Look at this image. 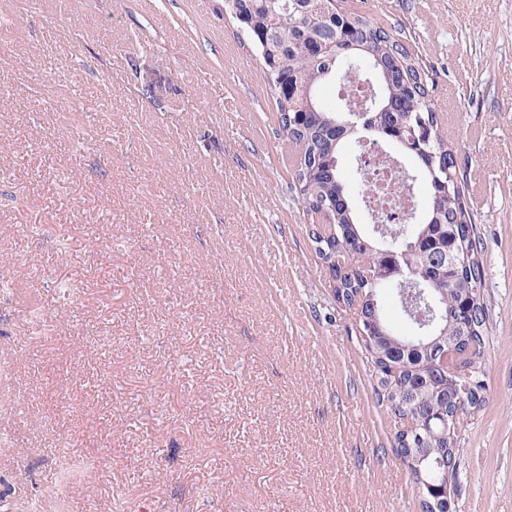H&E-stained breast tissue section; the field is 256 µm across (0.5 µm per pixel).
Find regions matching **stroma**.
<instances>
[{
  "mask_svg": "<svg viewBox=\"0 0 512 512\" xmlns=\"http://www.w3.org/2000/svg\"><path fill=\"white\" fill-rule=\"evenodd\" d=\"M364 9L437 69L484 244L486 404L451 510L512 512V0ZM276 115L222 0H0L9 512L66 443L101 461L68 512H420Z\"/></svg>",
  "mask_w": 512,
  "mask_h": 512,
  "instance_id": "1",
  "label": "stroma"
}]
</instances>
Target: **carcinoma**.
<instances>
[{
	"instance_id": "1",
	"label": "carcinoma",
	"mask_w": 512,
	"mask_h": 512,
	"mask_svg": "<svg viewBox=\"0 0 512 512\" xmlns=\"http://www.w3.org/2000/svg\"><path fill=\"white\" fill-rule=\"evenodd\" d=\"M327 6L312 9L311 0H224V13L243 29L244 45L263 68L277 108L278 125L296 148L290 190L307 212L325 206L332 224L328 232L312 228L315 252L325 262L343 264L336 272L334 295L346 308L359 312L358 340L376 377L375 395L400 428L394 432V452L410 469L421 512L443 504L438 484H455L458 469L448 477L435 470V460L455 455V413L466 416L481 409L484 399L457 404L451 399L448 375L435 367L441 347L456 344L475 370L471 382L483 387L482 360L487 353V308L483 301V249L473 214L464 202V181L459 177L456 148L441 128L435 108L437 72L413 53L401 28L387 29L365 13L344 12ZM371 77L381 97L369 113L371 144L386 140L397 145L407 183L420 179L428 193L425 207L400 225L406 240L421 242L405 262L384 254L360 213L340 203L348 194L340 176L339 160L357 135L341 125L340 114L323 107L318 89L329 81L340 86ZM306 86L313 103L301 100L296 90ZM457 228L453 252L468 257L466 265L436 261L428 248L433 237L448 239V225ZM418 265L427 278L428 299L448 302L447 320L437 333L423 335L406 311H401L411 332L402 335L387 320L378 293L397 289L406 269ZM424 439L428 458L412 456L415 436Z\"/></svg>"
}]
</instances>
